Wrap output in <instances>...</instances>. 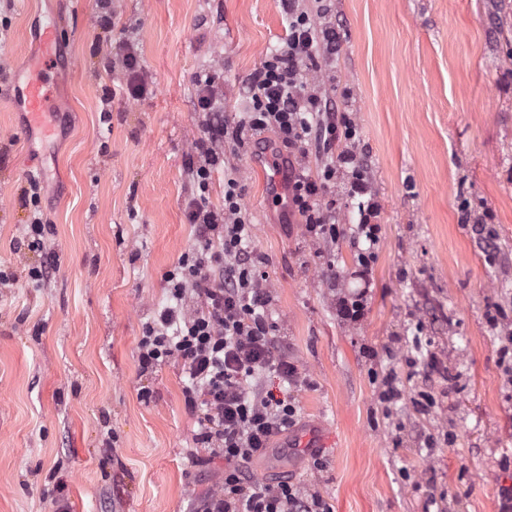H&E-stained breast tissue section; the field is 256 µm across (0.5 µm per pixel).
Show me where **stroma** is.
Masks as SVG:
<instances>
[{
	"label": "stroma",
	"mask_w": 512,
	"mask_h": 512,
	"mask_svg": "<svg viewBox=\"0 0 512 512\" xmlns=\"http://www.w3.org/2000/svg\"><path fill=\"white\" fill-rule=\"evenodd\" d=\"M324 8L342 49L322 72L358 124L380 206L357 324L336 314L367 246L348 175L344 233L318 241L269 196L286 175L273 134L208 140L214 112L237 123L251 75L286 38L279 0H0V512H190L218 488L224 462L195 441L181 363L139 364L143 327L195 243L186 161L204 162L203 141L221 159L208 204L222 210L225 178L238 180L277 336L311 381L294 394L296 427L252 476L291 481L332 512H499L512 486V363L500 357L512 343V0ZM51 21L63 47L45 137L14 95ZM126 44L148 78L140 97L121 88ZM204 73L213 112L198 105ZM48 251L60 270L34 283ZM389 378L400 400L381 399Z\"/></svg>",
	"instance_id": "stroma-1"
}]
</instances>
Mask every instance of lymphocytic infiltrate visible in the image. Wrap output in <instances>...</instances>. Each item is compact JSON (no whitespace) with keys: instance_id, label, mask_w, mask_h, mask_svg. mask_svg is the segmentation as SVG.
Wrapping results in <instances>:
<instances>
[{"instance_id":"1","label":"lymphocytic infiltrate","mask_w":512,"mask_h":512,"mask_svg":"<svg viewBox=\"0 0 512 512\" xmlns=\"http://www.w3.org/2000/svg\"><path fill=\"white\" fill-rule=\"evenodd\" d=\"M288 36L266 57L247 85V108L235 129L214 126L212 136L274 132L288 153V202L302 217L310 237L333 240L336 222V178L350 170L348 195L359 199V231L369 249L359 251L356 278L369 281L379 240L377 203L366 201L367 176L358 155L337 150L353 140L358 125L335 98L311 86L308 72L320 71L340 49L335 28L320 27L300 0H284ZM321 153L317 176L304 172L310 151ZM217 155L190 172L200 194L188 204L187 218L196 243L168 277L172 304L143 329L139 362L149 369L167 360L180 361L191 385L186 400L197 416L196 442L208 459L224 461L218 489L200 496L192 512H331L319 496L287 480L253 478L248 466L269 451L275 438L295 426L293 396L263 391L261 380L272 375L298 389L309 380L291 361L277 337L263 286L266 259L247 247L253 229L242 207L236 179L224 182V209L206 202Z\"/></svg>"}]
</instances>
